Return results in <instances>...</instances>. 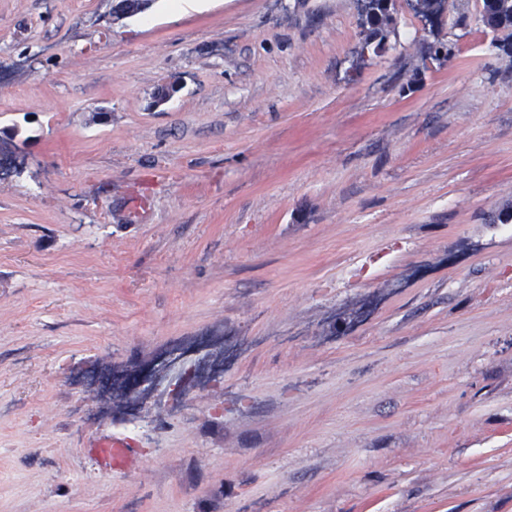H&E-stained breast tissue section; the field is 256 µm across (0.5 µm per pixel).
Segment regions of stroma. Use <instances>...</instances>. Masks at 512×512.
Here are the masks:
<instances>
[{
  "label": "stroma",
  "instance_id": "obj_1",
  "mask_svg": "<svg viewBox=\"0 0 512 512\" xmlns=\"http://www.w3.org/2000/svg\"><path fill=\"white\" fill-rule=\"evenodd\" d=\"M116 2L0 0V512H512V57L480 0L439 60L405 8L364 58L355 0ZM206 336L218 377L113 393ZM85 448L105 472H131L137 468L141 459L140 448L127 438L97 435L87 441Z\"/></svg>",
  "mask_w": 512,
  "mask_h": 512
}]
</instances>
